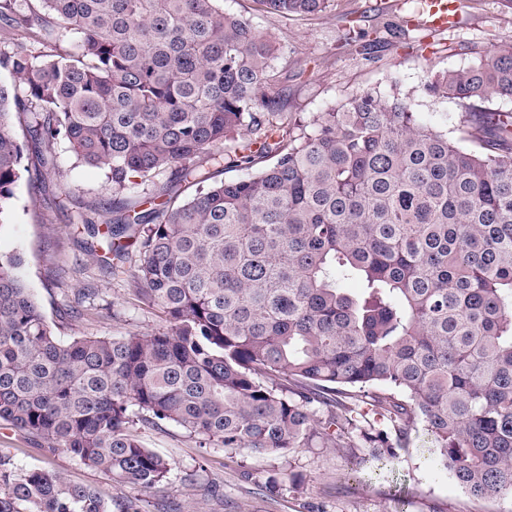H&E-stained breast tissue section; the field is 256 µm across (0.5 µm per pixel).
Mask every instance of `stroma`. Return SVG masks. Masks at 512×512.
I'll list each match as a JSON object with an SVG mask.
<instances>
[{
	"instance_id": "stroma-1",
	"label": "stroma",
	"mask_w": 512,
	"mask_h": 512,
	"mask_svg": "<svg viewBox=\"0 0 512 512\" xmlns=\"http://www.w3.org/2000/svg\"><path fill=\"white\" fill-rule=\"evenodd\" d=\"M456 2L447 28L416 23L402 35L384 33L368 55L354 41L355 31L402 23L413 15L416 0H334L326 13L288 18L260 11L256 0H224V9L250 18L275 41L274 65L288 74V109L303 119L366 91L386 97L400 92L410 97L421 121L458 140L468 110L456 100L433 96L427 84L435 73L466 67L512 42V10L501 0ZM54 150L58 173L47 180L41 196H31L27 183H19L12 210L0 220V253L21 257L19 276L62 338L164 328L159 306L131 292L137 257L112 269L84 249L90 236L74 217L110 198L104 171L76 163L66 142ZM76 288L95 289L91 302L104 309V316L68 317L65 308ZM142 438L171 467L169 484L157 495L112 485L97 469L63 452L48 453L1 421L0 459L11 470L48 468L73 482L142 500L144 512H512L511 496L465 494L420 430L397 458L369 462L361 485L351 493L338 488L348 456L331 448H300L286 458L245 449L230 455L199 447L171 423L143 432ZM274 473L294 474L297 483L268 492L264 482Z\"/></svg>"
}]
</instances>
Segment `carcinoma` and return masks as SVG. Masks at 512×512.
I'll return each mask as SVG.
<instances>
[{"label": "carcinoma", "instance_id": "carcinoma-1", "mask_svg": "<svg viewBox=\"0 0 512 512\" xmlns=\"http://www.w3.org/2000/svg\"><path fill=\"white\" fill-rule=\"evenodd\" d=\"M0 29L44 47L0 51V216L66 142L112 192L79 220L139 256L133 292L168 322L63 341L0 254V421L145 492L170 466L138 424L231 452L364 448L348 485L420 426L465 493L512 496V117L483 107L512 98V44L428 84L469 108L464 149L398 93L303 131L275 44L223 0H0ZM0 512L142 505L30 468L0 473Z\"/></svg>", "mask_w": 512, "mask_h": 512}]
</instances>
